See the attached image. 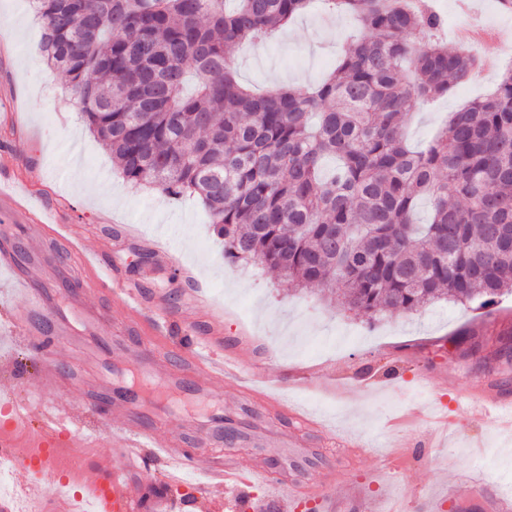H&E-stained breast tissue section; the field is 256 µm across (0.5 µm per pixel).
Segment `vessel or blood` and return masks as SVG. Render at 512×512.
Here are the masks:
<instances>
[{
    "label": "vessel or blood",
    "instance_id": "1",
    "mask_svg": "<svg viewBox=\"0 0 512 512\" xmlns=\"http://www.w3.org/2000/svg\"><path fill=\"white\" fill-rule=\"evenodd\" d=\"M0 211L22 217L26 223L42 226L52 237L66 240L71 259L79 262L88 273L86 297L104 295L117 299L133 324H146L147 330L136 351L143 377L163 378L172 392L189 389L199 394L206 392L215 380L240 379L241 354L224 349L222 315L209 313L202 329L186 328L175 369L159 372L155 353L165 347L172 320L163 299L147 296L139 282L121 278L117 262L102 261L96 252L85 254L81 247L83 235L70 224L64 212L43 211L30 205L26 195L1 184ZM0 267L14 272L15 285L25 299V312L13 326L28 346L37 348L36 387L51 395L50 400L41 404L38 437L47 444L62 437L69 447L81 448L102 432L112 435L114 454L103 456L98 469L85 476L88 486L104 488V512H140L133 477L143 468L149 454L167 463L168 479L174 483L187 471H202L207 487L224 490L231 512H252L250 488L253 478L258 476L264 478L281 504H294L304 490L302 484H288L269 474L260 475L258 470L220 454L202 456L181 447L176 440L158 434L152 420L142 419L133 412L132 407L139 399L128 394L123 386H115L118 400L106 412L100 411L95 403L96 390H86L85 413L81 418H74L67 406L53 399L54 394L67 385L84 382L89 376L85 370L64 371L57 355L59 341L68 336L69 320L56 312L47 289L34 287L30 276L19 271L12 250H0ZM469 398L473 413L481 416L496 412L506 427H512L511 397L482 383L471 388Z\"/></svg>",
    "mask_w": 512,
    "mask_h": 512
}]
</instances>
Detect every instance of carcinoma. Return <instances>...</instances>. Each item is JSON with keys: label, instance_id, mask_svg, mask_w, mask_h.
I'll return each instance as SVG.
<instances>
[{"label": "carcinoma", "instance_id": "cac0c4a2", "mask_svg": "<svg viewBox=\"0 0 512 512\" xmlns=\"http://www.w3.org/2000/svg\"><path fill=\"white\" fill-rule=\"evenodd\" d=\"M32 0L47 65L134 188L197 198L224 259L343 297L369 320L512 294V68L420 151L415 102L478 66L428 0H325L363 29L311 88L255 94L233 51L310 0ZM432 203L427 224L413 215Z\"/></svg>", "mask_w": 512, "mask_h": 512}]
</instances>
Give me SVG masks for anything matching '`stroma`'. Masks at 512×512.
Instances as JSON below:
<instances>
[{"label":"stroma","instance_id":"obj_1","mask_svg":"<svg viewBox=\"0 0 512 512\" xmlns=\"http://www.w3.org/2000/svg\"><path fill=\"white\" fill-rule=\"evenodd\" d=\"M436 3L448 20L449 47H458L457 31L479 29L480 40L468 49L489 65L478 81L415 105L405 130L415 146L426 144L450 112L492 92L501 71L512 66V12L500 10L498 0ZM294 25L297 37L236 51L244 84L259 90L278 83L314 85L334 66L344 38L361 31L355 18L328 17L315 4ZM40 39L41 23L29 0H0V148L13 158L14 183L36 206L63 209L74 225L87 229V249H102L111 240L122 274L171 301L173 315L187 326L201 320L202 312L180 299L201 291L223 315L225 346L247 340L244 362L283 401L277 407L246 397L235 382L217 381L208 396L183 395L166 409L172 433L204 440L201 420L222 411L240 434L225 455L260 471L270 458L294 461L281 474L306 486L294 512H325L315 499L323 485L341 512H366L369 501L384 510L393 499L401 500L405 512H484V498L512 494V432L499 428L493 416L471 415L466 397L472 384L488 381L507 382L512 396V360L473 355L454 343L466 330L489 339L512 329V295L486 311L440 302L371 322L319 293L291 289L263 266L228 262L224 241L198 201L136 191L123 180L90 133L64 77L46 65ZM36 241L42 250L31 263L41 283L65 295L61 278L71 272L61 259L66 242L44 237L35 225L0 221V248L18 242L27 249ZM154 246L172 248L181 271L138 263L137 252ZM95 307L97 322L79 329L103 338L96 369L105 377L114 340L124 338L131 348L140 332L127 328L116 301L99 300ZM22 312L11 274L0 269V352L13 355L0 371V386L33 403L39 398L36 360L13 340L8 321ZM166 469L151 461L136 476L139 490L163 489L164 512H226L224 492L206 488L202 475L190 484H172Z\"/></svg>","mask_w":512,"mask_h":512}]
</instances>
